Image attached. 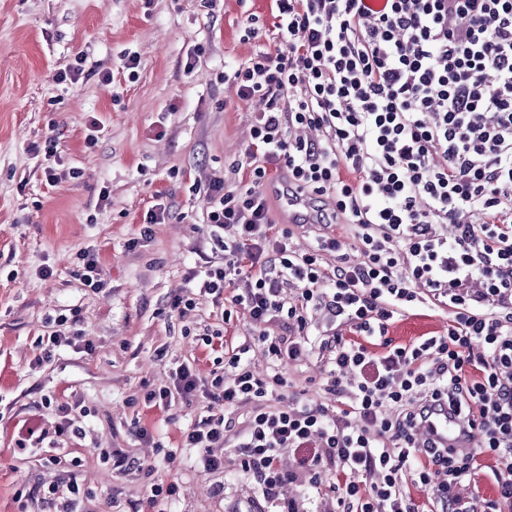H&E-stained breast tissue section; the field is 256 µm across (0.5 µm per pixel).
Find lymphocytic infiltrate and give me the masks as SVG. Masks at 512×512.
Instances as JSON below:
<instances>
[{
	"mask_svg": "<svg viewBox=\"0 0 512 512\" xmlns=\"http://www.w3.org/2000/svg\"><path fill=\"white\" fill-rule=\"evenodd\" d=\"M272 15L275 47L232 74L256 103L244 174L205 191L209 226L237 235L198 286L233 289L274 371L256 376L245 347L209 338L233 379L205 385L182 364L144 404L223 405L180 446L207 474L235 461L273 506L284 484L330 472L345 512H415L408 478L443 512L512 508V0H274ZM272 186L313 201L307 251L276 229ZM427 303L447 309L445 333L394 342L395 320ZM313 355L331 404L268 409L281 365ZM249 403L234 428L229 412ZM443 405L476 447L421 439ZM489 459L498 497L478 511L464 490Z\"/></svg>",
	"mask_w": 512,
	"mask_h": 512,
	"instance_id": "obj_1",
	"label": "lymphocytic infiltrate"
}]
</instances>
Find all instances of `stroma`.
<instances>
[{"label": "stroma", "instance_id": "35a3bbf8", "mask_svg": "<svg viewBox=\"0 0 512 512\" xmlns=\"http://www.w3.org/2000/svg\"><path fill=\"white\" fill-rule=\"evenodd\" d=\"M271 0H0V512H42L50 483L75 476L83 512H137L146 476L116 471L104 450L148 459L154 443L175 445L180 431L211 414L207 400L165 413L143 404L182 363L203 380L223 371L202 343L226 328L258 374L271 364L241 307L223 322L211 296L190 279L224 259L205 224L210 178L237 185L254 102L232 93L224 76L274 47ZM258 17L255 38L244 27ZM199 52L187 69L190 52ZM137 55L136 75L123 67ZM87 58L73 85L56 74ZM112 74L103 85L99 70ZM100 130L90 134L92 119ZM56 140L51 159L34 155ZM58 178L48 181L46 168ZM163 204L164 223L143 216ZM97 261L93 283L79 279L84 256ZM193 299L186 317L174 297ZM65 328L93 345L61 347L37 363L42 337ZM445 314L417 310L389 329L396 342L443 333ZM290 392L326 402L317 358L281 368ZM78 404L81 436L56 431L58 405ZM152 429L153 443L137 437ZM59 464H50L51 456ZM184 449L163 474L179 495L170 512H267L254 479L227 462L204 474ZM284 499L299 512H343L335 492L300 482Z\"/></svg>", "mask_w": 512, "mask_h": 512}]
</instances>
